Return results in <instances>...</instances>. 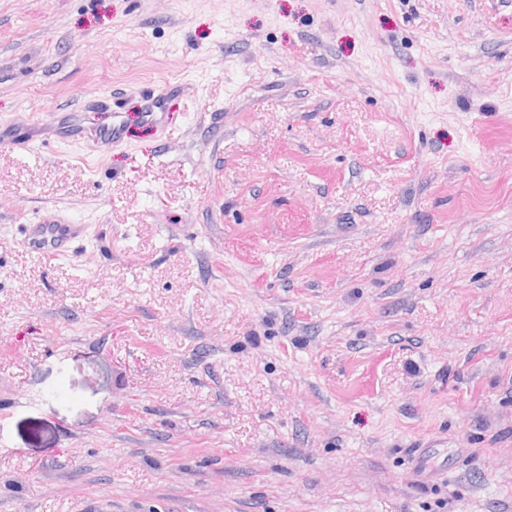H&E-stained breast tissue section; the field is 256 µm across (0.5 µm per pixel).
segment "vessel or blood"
Masks as SVG:
<instances>
[{
	"label": "vessel or blood",
	"instance_id": "1",
	"mask_svg": "<svg viewBox=\"0 0 512 512\" xmlns=\"http://www.w3.org/2000/svg\"><path fill=\"white\" fill-rule=\"evenodd\" d=\"M168 92L156 88L145 93L141 117L158 129H165L164 105ZM112 119L107 123L88 122L85 110L70 112L72 124L71 138L88 139L105 147L122 145L126 138L125 122L120 110H113ZM22 246L40 259L52 261L70 257L90 234L86 224L75 223L69 216L58 213L50 218H37L36 221L22 225Z\"/></svg>",
	"mask_w": 512,
	"mask_h": 512
}]
</instances>
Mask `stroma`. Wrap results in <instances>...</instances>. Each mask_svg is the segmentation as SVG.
Here are the masks:
<instances>
[{
	"label": "stroma",
	"instance_id": "35a3bbf8",
	"mask_svg": "<svg viewBox=\"0 0 512 512\" xmlns=\"http://www.w3.org/2000/svg\"><path fill=\"white\" fill-rule=\"evenodd\" d=\"M112 95L0 148V512H512V5L0 0V138ZM167 98L168 91L164 88H155L143 96L144 104L141 117L156 129L164 130L166 127L164 105ZM120 107L115 109L104 101H95L93 104L84 106L83 108L72 111L69 114L71 126L73 127L71 133L62 136L57 140L72 138L76 140H91L95 144H100L105 147L120 146L125 142L126 128L125 122L122 119V112ZM92 110L112 112V120L107 123L94 124L88 122L87 113ZM86 134V135H85ZM21 245L41 260L68 258L90 234V227L77 224L69 216L57 213L37 218L32 224H20Z\"/></svg>",
	"mask_w": 512,
	"mask_h": 512
}]
</instances>
